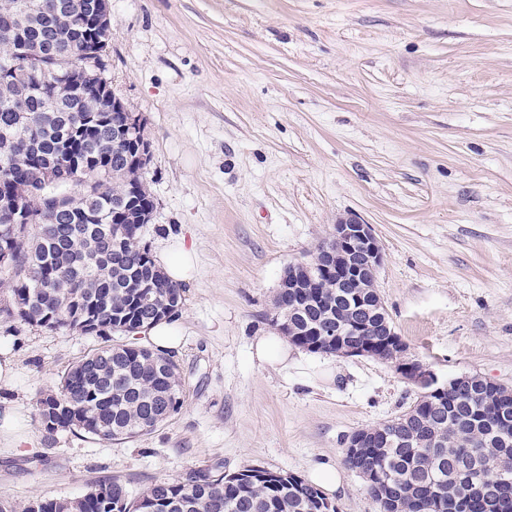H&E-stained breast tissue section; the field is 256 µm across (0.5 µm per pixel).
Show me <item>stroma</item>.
Masks as SVG:
<instances>
[{"instance_id":"35a3bbf8","label":"stroma","mask_w":512,"mask_h":512,"mask_svg":"<svg viewBox=\"0 0 512 512\" xmlns=\"http://www.w3.org/2000/svg\"><path fill=\"white\" fill-rule=\"evenodd\" d=\"M112 92L142 115L152 258L195 247L172 357L183 405L105 441L60 432L36 401L95 335L0 325V497L136 496L190 468L310 479L343 470L336 512H380L348 437L420 394L391 360L293 345L255 356L285 268L336 221L371 224L376 285L410 357L439 378L512 387V0H110Z\"/></svg>"}]
</instances>
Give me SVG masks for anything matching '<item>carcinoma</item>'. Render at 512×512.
Listing matches in <instances>:
<instances>
[{"mask_svg":"<svg viewBox=\"0 0 512 512\" xmlns=\"http://www.w3.org/2000/svg\"><path fill=\"white\" fill-rule=\"evenodd\" d=\"M28 0H0V32L22 33L31 48L52 55L34 69L20 64L18 43L0 40V198L29 220L18 230L0 217V249L14 254L0 269V286L11 298L0 310L3 323L36 325L110 336L135 334L142 285L152 283L154 305L177 314L181 286L169 281L150 256L146 224H114L112 212L128 203L144 207L152 194L132 168L129 146L113 143L121 115L95 96L93 84L106 77L96 45L110 42L111 28L92 26L96 0H82L80 12L56 8L69 0H39L26 16ZM311 259L310 288L288 289L292 343L335 354L339 347L313 329L346 324L360 313L347 297L372 288H338ZM371 319L367 343L388 357V337ZM179 368L167 353L137 343L105 345L70 365L36 408L51 445L60 431L83 432L100 440L134 438L170 418L182 406ZM502 391L471 395L451 389L421 396L401 415L377 425L385 447L344 455L365 480L381 512H486L498 494L497 480H512V423L493 415ZM0 512H336L322 491L286 472L246 467L232 474L207 468L177 480H158L132 497L110 479L92 485L78 500L44 498L17 503L0 498Z\"/></svg>","mask_w":512,"mask_h":512,"instance_id":"obj_1","label":"carcinoma"}]
</instances>
